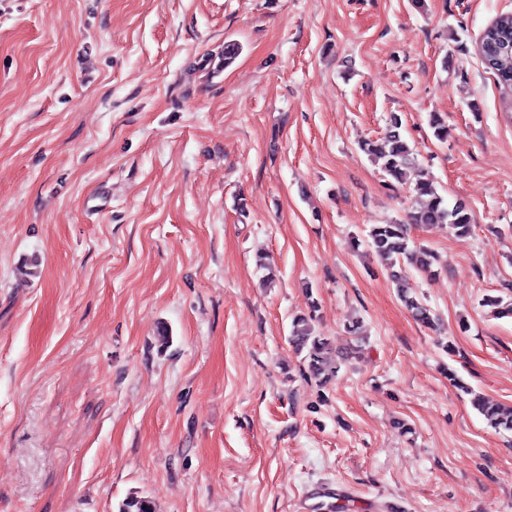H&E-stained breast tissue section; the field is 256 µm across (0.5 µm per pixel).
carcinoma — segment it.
I'll return each instance as SVG.
<instances>
[{
	"label": "carcinoma",
	"mask_w": 512,
	"mask_h": 512,
	"mask_svg": "<svg viewBox=\"0 0 512 512\" xmlns=\"http://www.w3.org/2000/svg\"><path fill=\"white\" fill-rule=\"evenodd\" d=\"M240 51L238 43L228 41L214 62L213 56L204 60V65H216V69H225L237 58ZM479 53L482 62L503 85H512V16L500 15L494 23L484 30ZM361 151L377 163L383 173L396 183H403L410 168L416 165L414 150L410 147L402 132L401 119L394 115L386 134L378 139H368L360 144ZM422 204L409 216V223L393 222L375 224L367 234V245L385 262V270L400 300L414 318L425 326L435 324L431 309L410 292L408 274L410 270L433 278L437 275L434 267L438 261L432 249L422 244H410L409 225L411 224H447L458 237L471 234V215L467 205L457 200L448 203L438 192L434 180L428 172H419L414 186ZM289 342L296 354L301 356L303 375L327 384L336 376L337 368L328 365L325 353L330 342L314 333L310 318L295 315L290 323ZM448 380L458 390L470 396L473 408L486 423L500 431L512 433V407H505L484 397L473 390L457 374L448 371ZM118 512H155L152 501L142 495L131 494L118 504Z\"/></svg>",
	"instance_id": "1"
}]
</instances>
